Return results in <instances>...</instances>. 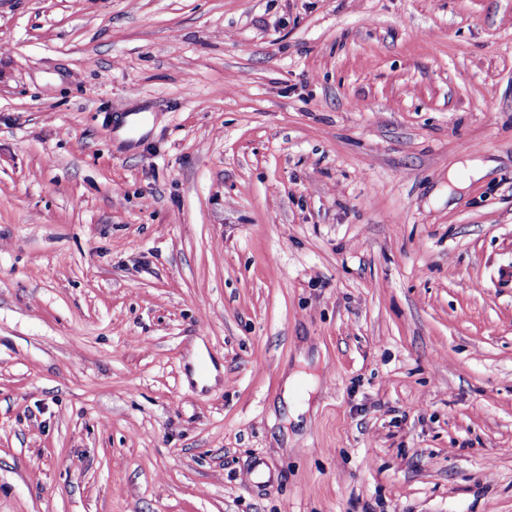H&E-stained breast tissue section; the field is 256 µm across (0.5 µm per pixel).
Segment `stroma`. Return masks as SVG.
Returning a JSON list of instances; mask_svg holds the SVG:
<instances>
[{
	"label": "stroma",
	"instance_id": "35a3bbf8",
	"mask_svg": "<svg viewBox=\"0 0 512 512\" xmlns=\"http://www.w3.org/2000/svg\"><path fill=\"white\" fill-rule=\"evenodd\" d=\"M0 512H512V0H0Z\"/></svg>",
	"mask_w": 512,
	"mask_h": 512
}]
</instances>
